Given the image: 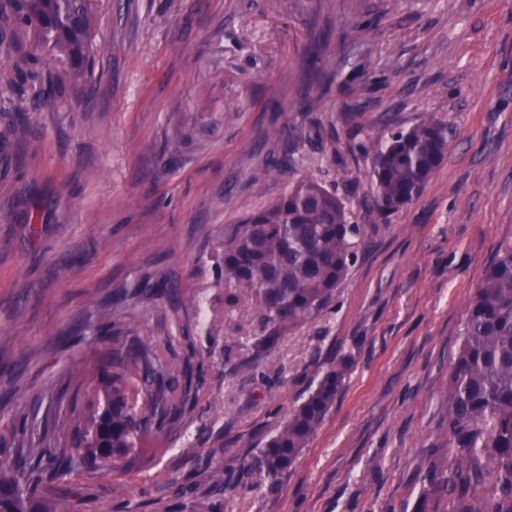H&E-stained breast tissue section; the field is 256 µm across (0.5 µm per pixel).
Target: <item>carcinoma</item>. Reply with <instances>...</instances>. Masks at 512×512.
<instances>
[{"label": "carcinoma", "instance_id": "1", "mask_svg": "<svg viewBox=\"0 0 512 512\" xmlns=\"http://www.w3.org/2000/svg\"><path fill=\"white\" fill-rule=\"evenodd\" d=\"M90 13V0H0V60H14L0 65V86L14 88L38 60L33 51L16 58L18 29L32 31L36 45L57 49L60 62L82 66L92 51ZM321 61L317 39L305 57L310 80L300 106L307 112L328 87L319 78ZM344 118L365 134L360 148L371 158L374 204L382 212L410 204L448 149V124L431 116L407 131L390 129L384 116L377 123L363 112ZM362 236L336 191L312 179L224 225L211 254L224 310L250 309L259 327L248 355L224 353L229 371L255 376L274 365L279 339L319 318L335 300ZM118 293L139 301L152 289L138 281ZM94 336L103 345L106 379L74 374L79 384L93 387L83 413L57 419L43 432L39 452L21 445L0 462V512H70L71 473L149 469L152 448L192 408L197 384L191 358H161L147 338L132 335L118 319ZM348 370L346 356L329 363L316 387L239 468L237 484L252 471L273 488L281 483L334 405ZM447 418L448 452L424 451L414 512H512V240L499 245L466 307L448 372Z\"/></svg>", "mask_w": 512, "mask_h": 512}]
</instances>
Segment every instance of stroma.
<instances>
[{"mask_svg":"<svg viewBox=\"0 0 512 512\" xmlns=\"http://www.w3.org/2000/svg\"><path fill=\"white\" fill-rule=\"evenodd\" d=\"M92 17L108 50L84 77L46 45L36 80L0 89V133L23 116L39 141L0 144V449L41 447L44 422L83 402L70 374L96 377L91 335L118 318L194 351L195 406L148 472L71 474L73 512H414L466 306L512 238V0H92ZM323 29L333 82L305 116V51ZM49 81L51 111L36 98ZM349 107L398 130L447 123L448 152L405 209H372ZM274 124L322 140L279 172ZM304 178L364 228L358 259L331 309L280 339L271 373H229L225 346L248 353L257 323L248 309L225 320L206 259L225 225ZM145 275L201 310L116 299ZM342 355L344 387L279 487L254 471L214 494V468H239Z\"/></svg>","mask_w":512,"mask_h":512,"instance_id":"obj_1","label":"stroma"}]
</instances>
